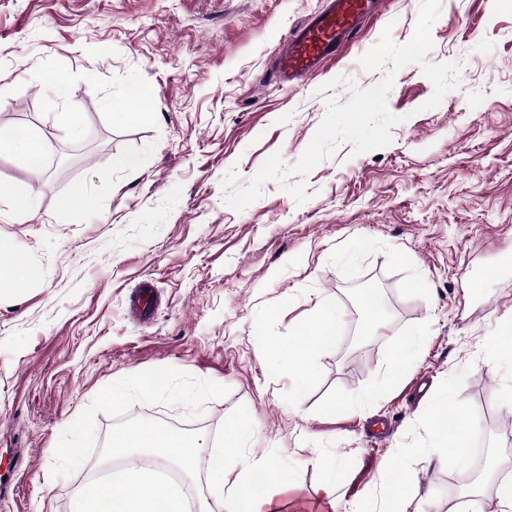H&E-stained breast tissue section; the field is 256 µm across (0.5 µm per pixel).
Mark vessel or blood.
I'll list each match as a JSON object with an SVG mask.
<instances>
[{"label":"vessel or blood","instance_id":"1","mask_svg":"<svg viewBox=\"0 0 512 512\" xmlns=\"http://www.w3.org/2000/svg\"><path fill=\"white\" fill-rule=\"evenodd\" d=\"M383 8V0H323L320 10L297 24L280 43L275 54L279 84L299 82L336 60Z\"/></svg>","mask_w":512,"mask_h":512}]
</instances>
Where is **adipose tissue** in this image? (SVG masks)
Returning a JSON list of instances; mask_svg holds the SVG:
<instances>
[{
    "label": "adipose tissue",
    "instance_id": "ef3b65f1",
    "mask_svg": "<svg viewBox=\"0 0 512 512\" xmlns=\"http://www.w3.org/2000/svg\"><path fill=\"white\" fill-rule=\"evenodd\" d=\"M47 146L45 136L29 126L0 127V159L19 169L41 171ZM340 327L335 311L317 307L310 321L299 329L303 338L301 346L278 344L271 347L270 356L276 361H286L288 372L295 380H304L320 354L332 346ZM430 421L435 437L448 444L457 460H465L470 438L467 415L455 410L451 398L446 397L436 403ZM159 452L176 458L185 473L194 472L198 445L191 437L155 426L126 428L113 440V458L125 460L126 465L116 474L111 493H104L97 483L86 484L79 495L76 512H188L179 487L161 483L155 465L136 463L138 457ZM318 465L322 479L317 499L310 503L301 499L298 483L286 477L269 459L251 461L235 472L226 467L224 455H216L208 473L215 503L199 505L198 512H212L216 507L221 512H281L280 504L285 499L294 503L298 512H335L341 464L322 456ZM416 482L417 474L413 470L398 465L386 467L379 483L385 489V500L392 512H409Z\"/></svg>",
    "mask_w": 512,
    "mask_h": 512
}]
</instances>
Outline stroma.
Segmentation results:
<instances>
[{"label": "stroma", "instance_id": "1", "mask_svg": "<svg viewBox=\"0 0 512 512\" xmlns=\"http://www.w3.org/2000/svg\"><path fill=\"white\" fill-rule=\"evenodd\" d=\"M323 0H0V126L27 125L50 143L34 174L0 160V183L20 187L36 213L0 222V246L24 252L40 276L0 285V477L12 488L0 512H73L91 475L112 468L113 432L147 420L183 425L199 443L193 477L208 497L215 445L244 428L232 466L270 458L314 501V461L343 462L337 506L377 480L386 457L416 469L426 512H467L457 482L472 469L438 449L427 410L449 392L472 431L512 420V362L489 342L512 323V0H440L428 62H454L458 86L427 108L434 87L420 64L397 70L387 95L399 116L391 142L354 154L341 142L306 178L296 203L278 182L243 211L223 180L247 185L281 153L295 163L326 113L384 71L361 57L390 30L414 34L421 0H387L336 61L292 88L271 65L290 28ZM63 82L66 98L52 86ZM134 120L104 103L132 85ZM84 135L62 140L66 113ZM132 157L128 169L118 159ZM76 183L100 198L96 212L63 214L56 200ZM378 286L382 313L354 360L359 290ZM142 288L150 320L128 310ZM318 304L343 329L305 385L273 368V343L297 340ZM427 347L395 386L386 368L398 345ZM161 372L143 392L137 375ZM427 374L429 390L411 386ZM118 390L108 402L104 393ZM379 390L362 413H331ZM70 449L67 457L57 456Z\"/></svg>", "mask_w": 512, "mask_h": 512}]
</instances>
